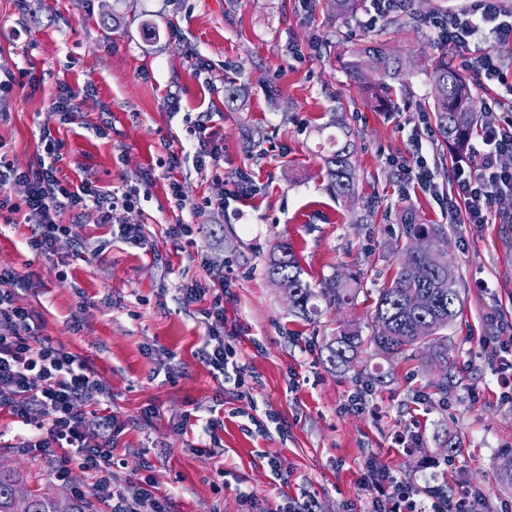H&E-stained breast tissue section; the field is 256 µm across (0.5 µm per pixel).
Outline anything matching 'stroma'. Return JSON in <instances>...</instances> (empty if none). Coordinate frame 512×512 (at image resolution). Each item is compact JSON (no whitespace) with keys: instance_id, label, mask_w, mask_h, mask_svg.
Returning <instances> with one entry per match:
<instances>
[{"instance_id":"35a3bbf8","label":"stroma","mask_w":512,"mask_h":512,"mask_svg":"<svg viewBox=\"0 0 512 512\" xmlns=\"http://www.w3.org/2000/svg\"><path fill=\"white\" fill-rule=\"evenodd\" d=\"M471 0H409L415 24L382 18L366 27L368 0L356 14L334 17L325 0H0V142L20 168L36 163L40 134L64 143L57 176L121 193L136 187L138 207L117 210L110 224L88 211L78 233L103 242L100 257L73 258L61 237L53 252L28 248L23 215L0 222V268L31 279L17 306L39 315L37 337L83 359L109 394L123 428L112 436L121 483L152 478L169 493L168 512H261L300 497L316 512H366L365 464L424 483L437 476L451 493L486 494L494 512L512 505L504 479L512 453V394L498 379L512 366V224L449 223L437 199L413 189L391 166L408 158L411 121L433 103L429 72L439 58L461 66L433 28L432 16ZM384 44L405 58L408 77L378 106L367 72L350 80L339 41ZM79 92L72 121L53 107L60 84ZM91 94H84V87ZM205 114L224 138L215 166L232 189L246 173L252 194L207 214L202 235L174 241L167 225L180 211L170 196L178 180L194 201L216 182L193 162L185 115ZM345 126L355 146L353 201L330 190L318 155L326 134ZM104 127L105 136L95 133ZM178 153L175 171L158 158ZM150 183H142L144 171ZM443 225L448 266L462 313L447 330L448 364L427 351L385 358L367 351L349 368L328 362L339 324L371 335L373 301L400 260L399 216ZM139 224L146 244L113 239V227ZM288 241L315 294L316 313L291 311L285 288L266 269L274 246ZM358 276L354 303L330 306L329 278ZM225 279L224 327L235 331L239 376L250 396L215 379L197 358L205 338L199 304L176 288L191 278ZM454 385L434 386L444 370ZM383 380H376V373ZM361 410H345L349 396ZM224 419L215 453L196 452L211 409ZM277 416L282 431L263 433ZM21 423L0 408V468L61 492L87 489L90 475L72 468L58 480L50 457L18 446ZM412 450L395 447L398 432Z\"/></svg>"}]
</instances>
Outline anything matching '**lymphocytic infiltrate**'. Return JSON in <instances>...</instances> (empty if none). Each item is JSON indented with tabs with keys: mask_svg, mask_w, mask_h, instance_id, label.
Returning a JSON list of instances; mask_svg holds the SVG:
<instances>
[{
	"mask_svg": "<svg viewBox=\"0 0 512 512\" xmlns=\"http://www.w3.org/2000/svg\"><path fill=\"white\" fill-rule=\"evenodd\" d=\"M429 24L449 50L463 58L479 84L507 85L500 58L482 46L489 37L501 45L512 44V19L503 0H477L474 6L433 16ZM482 130L484 151L474 162L456 160L451 190L441 195V204L455 224H484L491 218L512 224V167L498 163L500 157L512 155V119L484 124ZM430 132L428 116H421L410 136V157L401 168L415 189L440 195L437 169L422 154V139ZM40 143L36 165L25 170L17 168L8 153L0 152V216L24 214L31 226L27 244L33 251L50 253L59 237L73 236L87 209H96L106 224L114 211L136 206L139 196L133 190L105 191L87 177L76 184L62 183L57 177L62 140L46 131ZM10 182L25 184L21 199L2 193V186ZM169 188L176 208L189 210L193 218L189 224L168 226L167 234L173 239L192 236L198 230L197 218L209 210H224L229 199L219 194L190 204L178 181H171ZM64 208L72 214L71 223L56 221ZM22 283L13 270L0 269V407L9 408L26 426L21 446L56 458L58 479H66L74 465L89 472L93 479L90 494L100 512H167V498L152 482L116 489L112 434L119 424L102 406L105 390L81 357L33 335L34 311L14 303V289ZM178 292L186 304L209 299V307L201 311L208 325L197 357L214 377L227 376L235 350L224 334L223 282L208 284L194 278L182 281ZM42 409L49 412V419L38 418ZM362 485L370 496L369 512H489L483 494L451 496L438 483L421 486L370 469Z\"/></svg>",
	"mask_w": 512,
	"mask_h": 512,
	"instance_id": "f902f5d3",
	"label": "lymphocytic infiltrate"
}]
</instances>
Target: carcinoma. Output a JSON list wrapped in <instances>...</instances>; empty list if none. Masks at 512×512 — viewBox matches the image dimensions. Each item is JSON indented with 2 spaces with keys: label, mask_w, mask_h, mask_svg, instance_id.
Returning <instances> with one entry per match:
<instances>
[{
  "label": "carcinoma",
  "mask_w": 512,
  "mask_h": 512,
  "mask_svg": "<svg viewBox=\"0 0 512 512\" xmlns=\"http://www.w3.org/2000/svg\"><path fill=\"white\" fill-rule=\"evenodd\" d=\"M349 77L361 81L365 70L379 72L382 87L390 89L386 80L400 82L406 74L403 61L392 56L382 45H359L340 54ZM431 76L434 84L432 112L443 140L456 148L467 142L479 121L469 80L448 64L443 57L435 64ZM322 161L330 188L336 196L350 199L356 194L354 145L331 137L323 147ZM401 234L408 240H420L425 250L401 252L399 267L389 286L379 290L372 313L376 331L370 336L341 324L329 344V362L333 367L353 363L365 347L388 355L413 353L425 347L438 357L448 350L444 330L458 318L462 299L455 280L448 276V262L438 245L443 236L434 224H422L411 209L400 216ZM267 273L288 292L294 312L307 316L317 312L311 304L314 294L301 278L302 269L288 244H276L270 256ZM358 289L334 276L325 282L323 295L333 306L351 303ZM64 504L66 512H88V503L80 497L65 498L38 485L29 486L9 470H0V512H57Z\"/></svg>",
  "instance_id": "1"
}]
</instances>
